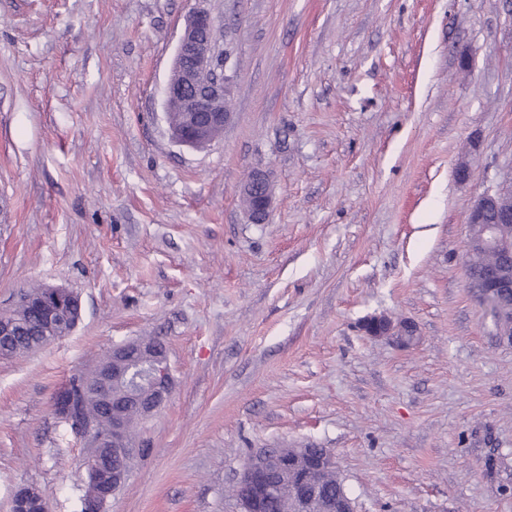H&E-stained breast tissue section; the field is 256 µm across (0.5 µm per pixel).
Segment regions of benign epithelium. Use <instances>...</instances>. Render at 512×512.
<instances>
[{
	"label": "benign epithelium",
	"instance_id": "obj_1",
	"mask_svg": "<svg viewBox=\"0 0 512 512\" xmlns=\"http://www.w3.org/2000/svg\"><path fill=\"white\" fill-rule=\"evenodd\" d=\"M219 26L212 14L197 10L185 22L172 64V73L165 88V108L175 107L180 112V120L169 124L172 141L180 146L203 148L220 136L231 113L224 108V99L229 97L228 78L224 75L225 60L218 49ZM240 193L254 200L248 210L254 223L265 221L273 205L272 193L267 175L262 171L251 173L240 187ZM512 194V178L494 191H486L471 205L467 213V224L471 229L467 250L490 248L512 260V237L502 236L501 228L512 223V207L503 204L498 211L497 224H485L486 210L497 206V199H505ZM469 287L485 301L490 290L512 294V277L507 274L491 276V280L469 281ZM72 292L63 287H51L46 297L37 303L41 315L46 317L48 329L57 326L61 317L58 301L68 298ZM378 323L364 324L366 335L373 338H386L399 348H408L415 343L417 329L410 321L397 323L388 318L376 317ZM152 362L151 390L143 396L133 398L134 403L146 417L155 415L167 402L174 382L173 368L167 349L159 348L147 339L131 345L127 342L112 347V366L103 369L96 382L99 395L110 400L113 388L118 382V367L130 355ZM86 447L89 454L84 462L86 473L95 478L101 488V496L107 497L118 491L125 483L127 475L122 470H114L110 475H102L99 466L98 449L106 448L117 456L124 455L133 447L125 422L119 418L112 420L107 432L98 435L89 428L86 432ZM336 467L333 454L329 451L312 456L306 448L289 450L280 448L273 459L268 460L262 451L250 454L248 465L242 467L240 478L235 485V498L240 512H263L271 491L270 475L274 471L286 472L298 494L297 512H308L311 499L313 472ZM11 512H48L47 496L40 490L23 487L19 489L11 505Z\"/></svg>",
	"mask_w": 512,
	"mask_h": 512
}]
</instances>
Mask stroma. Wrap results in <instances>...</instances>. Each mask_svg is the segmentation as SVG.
<instances>
[{
    "mask_svg": "<svg viewBox=\"0 0 512 512\" xmlns=\"http://www.w3.org/2000/svg\"><path fill=\"white\" fill-rule=\"evenodd\" d=\"M196 9L232 79L200 149L164 115ZM511 172L505 0H0V309L33 284L82 308L0 357V512L23 487L81 512L53 397L143 336L176 384L108 512H240L257 448L331 449L356 512H512V345L466 272L467 211ZM240 193L254 200L251 209L248 210L250 220L253 223H263L273 205L267 175L262 171L251 173L241 185ZM247 197H242L246 208L251 205V200ZM374 317L376 324L364 323L363 325L366 335L373 338H386L399 348H409L415 343L417 329L414 323L406 320L395 323L384 316ZM382 319L383 322L378 323Z\"/></svg>",
    "mask_w": 512,
    "mask_h": 512,
    "instance_id": "1",
    "label": "stroma"
}]
</instances>
